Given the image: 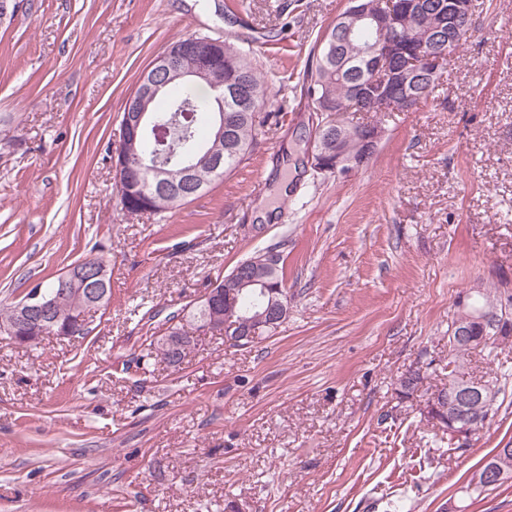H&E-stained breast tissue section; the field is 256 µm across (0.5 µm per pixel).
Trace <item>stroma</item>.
<instances>
[{
    "instance_id": "stroma-1",
    "label": "stroma",
    "mask_w": 512,
    "mask_h": 512,
    "mask_svg": "<svg viewBox=\"0 0 512 512\" xmlns=\"http://www.w3.org/2000/svg\"><path fill=\"white\" fill-rule=\"evenodd\" d=\"M475 3L438 88L368 114L381 140L347 175L302 164L306 75L346 0H24L0 22V306L77 261L112 272L85 339L0 341V512H387L398 497L441 512L512 448V340L468 357L502 393L465 445L419 412L448 380L458 297L512 313V0ZM192 34L249 49L288 109L204 195L128 216L112 168L124 101ZM267 249L290 299L271 337L140 362L147 328ZM414 369L417 397L400 400Z\"/></svg>"
}]
</instances>
